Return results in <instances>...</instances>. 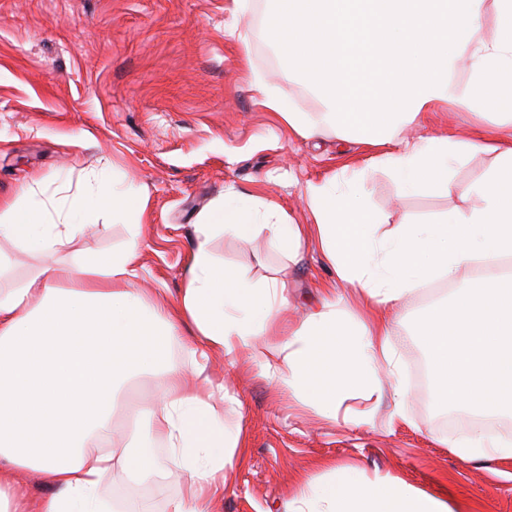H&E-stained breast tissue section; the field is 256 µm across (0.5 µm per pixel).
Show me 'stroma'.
Masks as SVG:
<instances>
[{"label": "stroma", "instance_id": "35a3bbf8", "mask_svg": "<svg viewBox=\"0 0 512 512\" xmlns=\"http://www.w3.org/2000/svg\"><path fill=\"white\" fill-rule=\"evenodd\" d=\"M232 9L233 0H0V204L36 184L61 197L103 171L137 188L148 205L133 287L171 301L183 286L199 214L230 190L256 198L258 224L270 208L293 223H312L307 185L345 187L360 168L366 203L388 229L432 224L475 206L460 189L483 178L493 161L475 146L448 172L456 192L408 194L391 169L370 166L379 147L340 139L330 128L314 139L288 129L267 109L265 95L318 120L327 107L258 31L255 19L268 14L267 0H249L238 15ZM498 120L487 109L439 105L405 135L446 131L474 145ZM126 237L121 222L101 216L64 255H105ZM210 249L226 267L284 283L281 317L293 329L326 288L349 292L312 240L294 261L264 233L250 244L219 235ZM450 293L422 285L393 311L404 423L392 419V399L377 405L356 390L346 405L355 415L370 412L368 423L326 418L317 403L276 391L250 355L233 369L211 357L210 374L241 403L239 411L225 409L224 420L240 424L245 438L234 480L214 512H283L310 479H326V461L447 495L453 512H512V459L459 460L446 441L464 423L444 424L453 408L417 383L414 362L428 352L416 324ZM180 490L174 478L144 483L117 470L100 492L116 512H136L144 501L166 512Z\"/></svg>", "mask_w": 512, "mask_h": 512}]
</instances>
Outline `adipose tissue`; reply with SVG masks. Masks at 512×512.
I'll use <instances>...</instances> for the list:
<instances>
[{"mask_svg": "<svg viewBox=\"0 0 512 512\" xmlns=\"http://www.w3.org/2000/svg\"><path fill=\"white\" fill-rule=\"evenodd\" d=\"M485 0H272L276 41L303 80L328 104L337 133L351 140L391 145L375 157L392 169L403 190L450 193L448 168L460 145L447 135L400 141L401 126L419 122L442 103L472 110L484 105L486 88L512 83V0H494V39L482 32ZM465 62L471 80L453 79ZM495 165L462 193L478 199L468 211L449 212L435 224H399L379 232V217L360 188L334 183L306 187L313 223L252 221V197L232 193L195 226L196 246L174 304L147 302L131 282L139 275L140 234L147 201L132 188L99 176L93 187L63 198L36 191L0 207V239L35 253L43 266L21 282L0 287V512H106L99 486L112 470L126 468L143 437L163 442L178 467L183 491L168 512H212L240 459L241 431L228 428L216 406L227 394L206 374L210 356L236 366L251 352L259 374L276 388L298 392L313 371L335 379L319 412L337 418L347 395L386 393L384 378L399 365L385 308L437 278L454 293L417 324L433 354L438 377L452 376L443 392L449 403L483 416L482 381L512 372V272L472 277L479 259L512 257V141L489 144ZM118 215L128 238L103 261H65L60 250L91 218ZM267 230L276 247L297 258L315 237L339 281L363 298L358 319L340 301L323 300L287 339L256 349V337L277 327L285 304L277 280H253L248 272L220 279L224 266L210 243L218 233L249 242ZM193 339L186 346L193 368L167 359L177 325ZM153 370L158 396L137 405L135 424L122 441L112 434L119 386ZM393 414L403 417L404 394L390 393ZM464 462L512 458V443L486 436L473 425L449 443ZM36 474L47 496L29 501L17 479ZM449 512L445 501L389 475L359 478L355 469L332 467L326 480L308 483L283 512Z\"/></svg>", "mask_w": 512, "mask_h": 512, "instance_id": "ef3b65f1", "label": "adipose tissue"}]
</instances>
